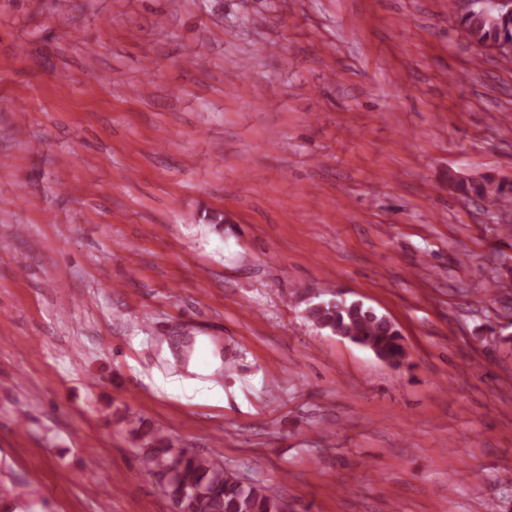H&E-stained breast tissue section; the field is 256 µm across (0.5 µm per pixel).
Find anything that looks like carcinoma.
<instances>
[{
    "mask_svg": "<svg viewBox=\"0 0 512 512\" xmlns=\"http://www.w3.org/2000/svg\"><path fill=\"white\" fill-rule=\"evenodd\" d=\"M458 24L472 43L481 47L512 44V19L503 12L478 9L459 18ZM448 189L494 206L512 203V188L489 176L468 181L451 178ZM322 295L321 299L307 300L304 309L305 318L315 327L346 338L397 366L406 363L403 337L390 320L334 291L324 290ZM143 466L159 477L182 512H281L275 490L244 486L210 459L175 450L162 437H152Z\"/></svg>",
    "mask_w": 512,
    "mask_h": 512,
    "instance_id": "obj_1",
    "label": "carcinoma"
}]
</instances>
